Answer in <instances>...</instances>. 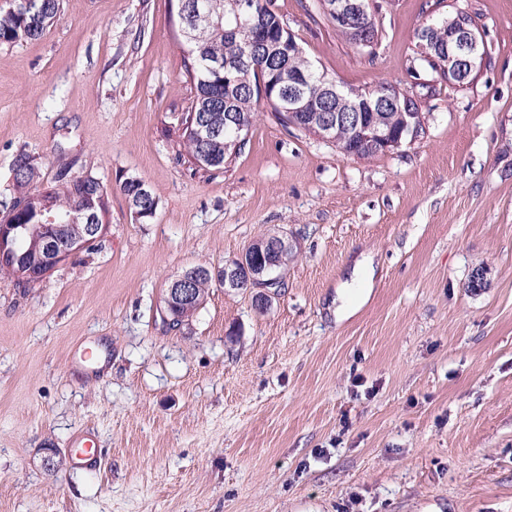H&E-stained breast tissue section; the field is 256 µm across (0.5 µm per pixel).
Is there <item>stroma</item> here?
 Wrapping results in <instances>:
<instances>
[{
  "instance_id": "35a3bbf8",
  "label": "stroma",
  "mask_w": 512,
  "mask_h": 512,
  "mask_svg": "<svg viewBox=\"0 0 512 512\" xmlns=\"http://www.w3.org/2000/svg\"><path fill=\"white\" fill-rule=\"evenodd\" d=\"M275 2L342 85H411L426 0H372L373 56L318 0ZM175 5L62 0L42 38L0 44V191L22 151L38 185L67 165L112 188L101 249L25 287L0 275V512H512V0H448L487 61L438 84L416 141L350 157L263 105L221 171L188 163L176 122ZM130 178L158 202L143 224ZM270 232L298 250L268 307L215 285L163 322L186 268ZM363 251L371 297L337 321Z\"/></svg>"
}]
</instances>
